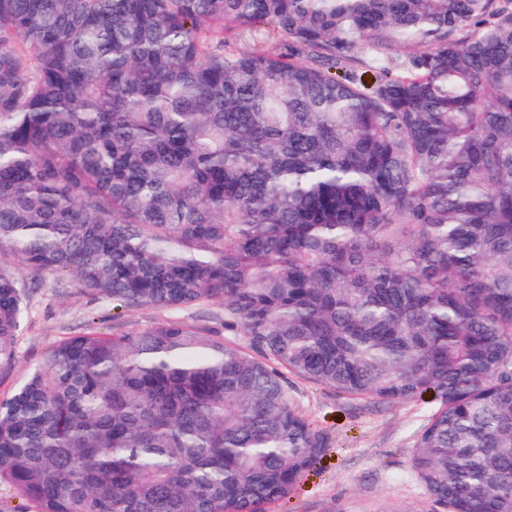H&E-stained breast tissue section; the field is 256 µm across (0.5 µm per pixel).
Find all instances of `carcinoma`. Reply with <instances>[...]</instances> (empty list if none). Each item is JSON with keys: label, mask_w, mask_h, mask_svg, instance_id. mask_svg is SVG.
I'll return each mask as SVG.
<instances>
[{"label": "carcinoma", "mask_w": 512, "mask_h": 512, "mask_svg": "<svg viewBox=\"0 0 512 512\" xmlns=\"http://www.w3.org/2000/svg\"><path fill=\"white\" fill-rule=\"evenodd\" d=\"M4 251L224 310L47 350L0 402L37 512H268L328 447L290 375L432 395L433 512H512V0H0ZM23 312L0 261V365ZM216 314H218V316ZM177 317L188 324L204 325L208 328L224 332V314L223 311H220L215 305L205 304L192 306L179 312Z\"/></svg>", "instance_id": "carcinoma-1"}]
</instances>
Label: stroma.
<instances>
[{"label": "stroma", "instance_id": "stroma-1", "mask_svg": "<svg viewBox=\"0 0 512 512\" xmlns=\"http://www.w3.org/2000/svg\"><path fill=\"white\" fill-rule=\"evenodd\" d=\"M16 361L0 369V400L9 398L52 345L84 332H128L167 320L153 308L126 309L78 292L71 277H43L25 290ZM299 408L330 445L292 497L272 512H429L431 502L410 464L416 434L434 410L429 400L395 405L348 400L290 378Z\"/></svg>", "mask_w": 512, "mask_h": 512}]
</instances>
